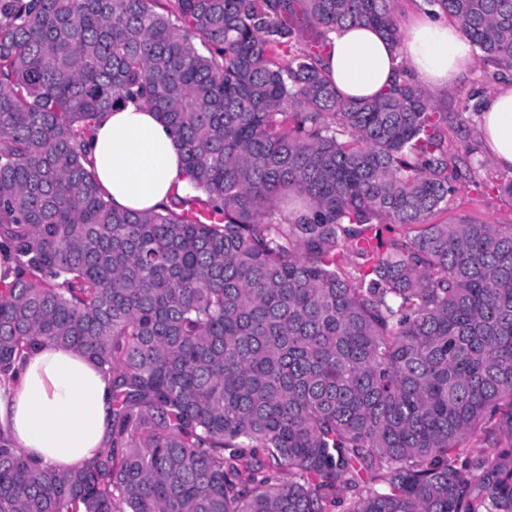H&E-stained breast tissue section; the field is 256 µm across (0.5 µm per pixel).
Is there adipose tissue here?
<instances>
[{
	"label": "adipose tissue",
	"instance_id": "1",
	"mask_svg": "<svg viewBox=\"0 0 512 512\" xmlns=\"http://www.w3.org/2000/svg\"><path fill=\"white\" fill-rule=\"evenodd\" d=\"M474 47L451 23L423 20L392 44L368 26L330 35L321 67L346 98L376 97L408 70L426 87H444L473 61ZM480 130L489 158L512 169V87L488 96ZM93 168L114 207L150 210L185 187V163L159 115L133 104L108 113L91 140ZM112 389L103 373L74 349L46 345L0 387V431L37 466L82 467L108 439Z\"/></svg>",
	"mask_w": 512,
	"mask_h": 512
}]
</instances>
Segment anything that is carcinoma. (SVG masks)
<instances>
[{
  "label": "carcinoma",
  "mask_w": 512,
  "mask_h": 512,
  "mask_svg": "<svg viewBox=\"0 0 512 512\" xmlns=\"http://www.w3.org/2000/svg\"><path fill=\"white\" fill-rule=\"evenodd\" d=\"M168 2L0 0V379L48 344L112 385L81 469L0 432V512H512V224L432 221L473 169L424 86L319 67L346 24L399 41L396 0ZM426 3L512 69V0ZM129 103L190 177L148 211L88 156Z\"/></svg>",
  "instance_id": "cac0c4a2"
}]
</instances>
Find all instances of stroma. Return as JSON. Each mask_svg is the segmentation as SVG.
Masks as SVG:
<instances>
[{
	"label": "stroma",
	"mask_w": 512,
	"mask_h": 512,
	"mask_svg": "<svg viewBox=\"0 0 512 512\" xmlns=\"http://www.w3.org/2000/svg\"><path fill=\"white\" fill-rule=\"evenodd\" d=\"M512 84V70L499 69L479 62L457 76L448 86L432 89L431 95L441 111L448 114V147L456 149L466 140L477 147V156L486 165L474 180L462 181L448 201L445 221L468 216L492 224H512V200L500 195L499 181L512 177V172L488 162L483 151L479 127V104L487 92Z\"/></svg>",
	"instance_id": "stroma-1"
}]
</instances>
